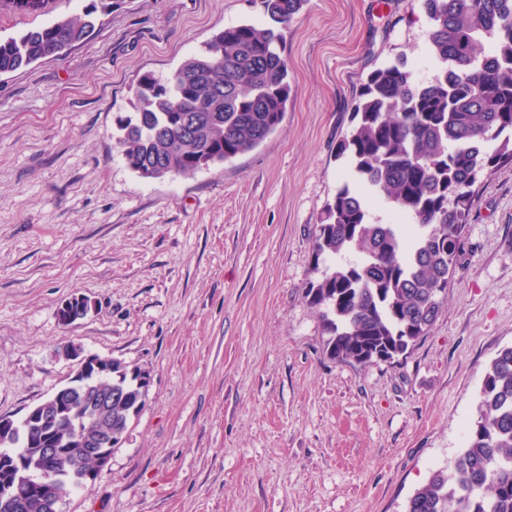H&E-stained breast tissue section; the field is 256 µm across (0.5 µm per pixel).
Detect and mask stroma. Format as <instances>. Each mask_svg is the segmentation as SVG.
<instances>
[{
	"mask_svg": "<svg viewBox=\"0 0 512 512\" xmlns=\"http://www.w3.org/2000/svg\"><path fill=\"white\" fill-rule=\"evenodd\" d=\"M93 0H0V37ZM94 35L0 76V416L75 375L61 353L137 366L146 403L64 512H404L466 445L486 368L512 344V163L476 186L439 316L404 355L326 351L305 288L344 183L336 147L370 71L427 58L411 0H307L283 30L292 92L255 150L147 182L118 120L258 0H105ZM85 296L71 325L56 310Z\"/></svg>",
	"mask_w": 512,
	"mask_h": 512,
	"instance_id": "1",
	"label": "stroma"
}]
</instances>
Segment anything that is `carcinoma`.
Instances as JSON below:
<instances>
[{"mask_svg":"<svg viewBox=\"0 0 512 512\" xmlns=\"http://www.w3.org/2000/svg\"><path fill=\"white\" fill-rule=\"evenodd\" d=\"M307 0H260L268 25L241 23L213 36L162 84L142 78L136 112L119 121L120 152L149 179H176L257 148L283 123L291 99L279 28ZM427 22L436 75L421 82L396 60L371 71L354 106L355 124L338 146L349 180L316 224L315 256L331 264L308 283L328 335L327 352L360 365L403 355L436 320L461 250L474 186L512 163V0H416ZM94 11L63 17L0 39V75L42 60L95 30ZM410 225L383 224L371 202ZM123 362L112 376L70 390L59 425L21 421L0 433V512H46L52 488L27 491L19 469L35 483L55 472L71 492L96 466L74 443L96 437L95 400L112 391L108 417L124 430L140 392ZM54 430L59 452L42 456L39 437ZM405 512H512V345L497 351L483 379L465 448L435 470L407 500Z\"/></svg>","mask_w":512,"mask_h":512,"instance_id":"carcinoma-1","label":"carcinoma"}]
</instances>
